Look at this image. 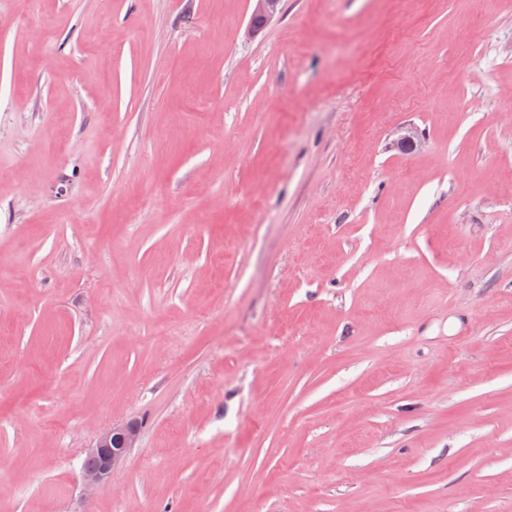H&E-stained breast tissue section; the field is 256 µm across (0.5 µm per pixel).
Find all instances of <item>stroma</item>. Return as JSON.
I'll use <instances>...</instances> for the list:
<instances>
[{"instance_id": "1", "label": "stroma", "mask_w": 512, "mask_h": 512, "mask_svg": "<svg viewBox=\"0 0 512 512\" xmlns=\"http://www.w3.org/2000/svg\"><path fill=\"white\" fill-rule=\"evenodd\" d=\"M252 9L0 0V512H512V0ZM138 434L137 426L133 422H127L112 425L97 436L88 451L91 458L87 457L84 461L83 476L88 489L112 478L130 448H134Z\"/></svg>"}]
</instances>
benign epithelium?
<instances>
[{
  "mask_svg": "<svg viewBox=\"0 0 512 512\" xmlns=\"http://www.w3.org/2000/svg\"><path fill=\"white\" fill-rule=\"evenodd\" d=\"M251 23L265 24L277 12L280 0H254ZM139 429L132 422L116 424L102 431L88 451L95 465L83 471L84 482L91 489L112 478L116 469L137 442Z\"/></svg>",
  "mask_w": 512,
  "mask_h": 512,
  "instance_id": "1",
  "label": "benign epithelium"
}]
</instances>
